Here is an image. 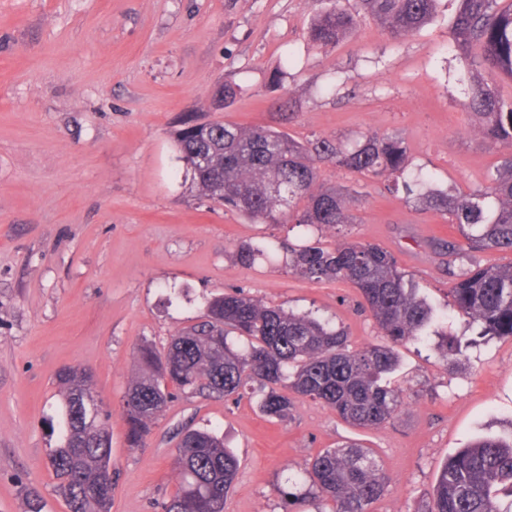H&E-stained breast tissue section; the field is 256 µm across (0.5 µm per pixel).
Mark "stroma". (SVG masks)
Wrapping results in <instances>:
<instances>
[{
	"instance_id": "1",
	"label": "stroma",
	"mask_w": 512,
	"mask_h": 512,
	"mask_svg": "<svg viewBox=\"0 0 512 512\" xmlns=\"http://www.w3.org/2000/svg\"><path fill=\"white\" fill-rule=\"evenodd\" d=\"M333 0H0V512H67L47 454L57 435L56 373L80 366L111 414L119 476L112 512H162L177 490L172 459L186 430L209 429L239 460L224 512H324L305 463L357 442L389 478L369 512H416L446 458L484 436L512 435V338L471 348L458 364L438 335L397 346L390 376L402 413L355 429L322 403L294 397L286 419L258 395L182 396L127 442L123 397L142 342L167 347L216 295L243 291L268 306L310 312L344 328L352 347L380 342L349 283L312 282L286 263L289 245L338 237L390 251L440 313L439 331L465 329L453 307L448 259L435 239L463 244L446 215L392 192L380 177L318 166V184L351 190L341 234L256 224L192 191L174 140L192 114L262 125L298 141L396 136L409 171L434 189L482 184L497 151L464 107L467 74L448 36V4L399 39L365 18L336 47L315 46L314 17ZM237 95L216 109L213 91ZM264 245L254 267L241 244ZM299 493L291 503L280 488Z\"/></svg>"
}]
</instances>
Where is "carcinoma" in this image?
<instances>
[{
    "mask_svg": "<svg viewBox=\"0 0 512 512\" xmlns=\"http://www.w3.org/2000/svg\"><path fill=\"white\" fill-rule=\"evenodd\" d=\"M451 44L466 65L468 106L480 137L497 148L485 183L467 192H420L430 176L403 179L404 142L365 136L351 145L327 138L305 143L266 126L241 127L187 116L175 131L181 159L198 195L262 224H305L336 230L353 223L349 194L317 184L318 162L392 180L448 214L466 251L512 250V100L493 87V77L512 78V0H448ZM437 0H355L316 18L312 41L332 48L361 14L384 24L398 38L430 23ZM288 266L308 280L350 283L367 304L383 342L350 347L342 330L304 313L269 307L240 292L209 301L203 319L173 336L164 351L149 342L137 348L139 372L123 399L131 448L144 446L154 421L176 395H232L252 384L265 392V414L284 418L292 392L323 403L356 429H374L402 410V393L388 375L398 366L395 346L422 342L435 323L434 308L418 296L396 258L374 244L339 241L289 246ZM265 248L243 244L236 257L251 267ZM454 308L466 318L475 344L512 338V265L483 267L475 261L452 272ZM250 340L248 353L234 352L226 336ZM59 443L48 454L54 491L67 512H111L112 444L109 415L86 428L76 398L94 392L93 375L66 368L56 377ZM178 488L164 512H224L238 461L212 431L188 430L173 458ZM311 490L330 512H367L389 479L373 453L356 444L327 449L307 464ZM424 512H512V436L486 437L448 456Z\"/></svg>",
    "mask_w": 512,
    "mask_h": 512,
    "instance_id": "carcinoma-1",
    "label": "carcinoma"
}]
</instances>
